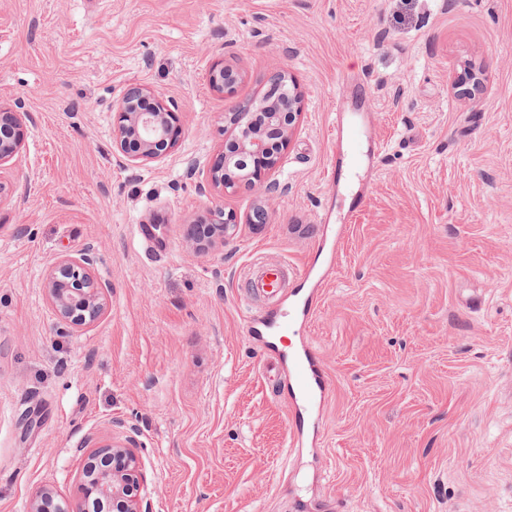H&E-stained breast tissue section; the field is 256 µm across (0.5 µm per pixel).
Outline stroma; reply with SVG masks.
Here are the masks:
<instances>
[{"label":"stroma","mask_w":512,"mask_h":512,"mask_svg":"<svg viewBox=\"0 0 512 512\" xmlns=\"http://www.w3.org/2000/svg\"><path fill=\"white\" fill-rule=\"evenodd\" d=\"M218 62L242 74L234 96L209 84ZM469 64L484 85L463 96ZM276 66L304 96L281 194L205 190L225 113ZM132 83L181 115L162 160L112 148ZM18 106L31 120L0 170L25 196L0 206V512L42 486L75 495L117 421L138 429L150 512H512V0H0V109ZM340 110L367 113L380 152L336 192ZM212 207L239 223L200 256L184 226ZM327 231L340 259L300 334L334 389L297 448L242 270L299 267ZM89 245L108 310L67 332L43 283Z\"/></svg>","instance_id":"1"}]
</instances>
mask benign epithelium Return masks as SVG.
<instances>
[{"instance_id": "1", "label": "benign epithelium", "mask_w": 512, "mask_h": 512, "mask_svg": "<svg viewBox=\"0 0 512 512\" xmlns=\"http://www.w3.org/2000/svg\"><path fill=\"white\" fill-rule=\"evenodd\" d=\"M240 73L229 65L217 64L209 73L213 90L229 97L236 92ZM270 86L279 93L263 97L237 111L224 115L233 126L234 134L224 141L222 150L207 166L208 185L222 193L235 189L239 182L249 183L260 195L271 196L279 188L276 173L281 155L292 138L296 121L301 116L303 96L288 72L277 69L269 78ZM153 95L148 87L129 85L118 104L113 125V144L131 162H153L171 152L181 134L178 112L171 101L154 95L148 110L137 108V101ZM265 111L267 132L256 130L252 107ZM27 112L0 111V125L11 129V136H0V167L18 153L24 136ZM207 224H192L187 240L199 253L224 246L236 226V218L215 208L207 212ZM93 250L61 256L48 274L44 291L60 322L81 329L96 322L106 311L110 286L93 274ZM126 428L124 439L102 442L90 456L112 455L113 467L92 472L84 468L74 498L59 496L53 489L42 487L30 497L28 512H85L86 500L110 499L120 504L121 512H147L141 507L140 490L146 483L143 466L137 452L136 428L119 422Z\"/></svg>"}]
</instances>
